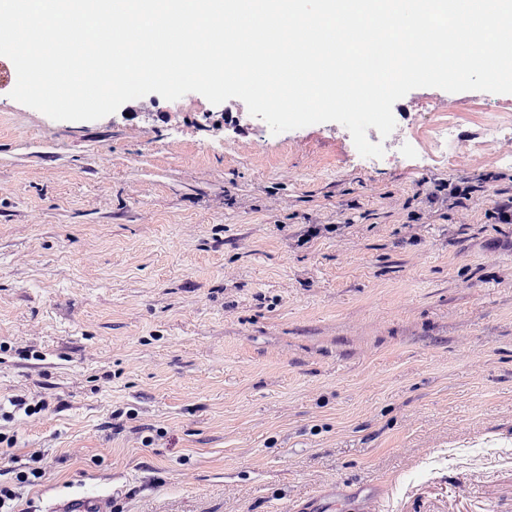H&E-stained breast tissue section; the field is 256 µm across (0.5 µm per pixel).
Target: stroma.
I'll list each match as a JSON object with an SVG mask.
<instances>
[{"label":"stroma","mask_w":512,"mask_h":512,"mask_svg":"<svg viewBox=\"0 0 512 512\" xmlns=\"http://www.w3.org/2000/svg\"><path fill=\"white\" fill-rule=\"evenodd\" d=\"M10 91L0 398L49 404L17 512H512V223L486 218L512 163L483 138L512 135L503 95L441 92L414 152L366 166L336 122L209 130L195 92L128 124ZM488 172L467 211L438 190Z\"/></svg>","instance_id":"1"}]
</instances>
